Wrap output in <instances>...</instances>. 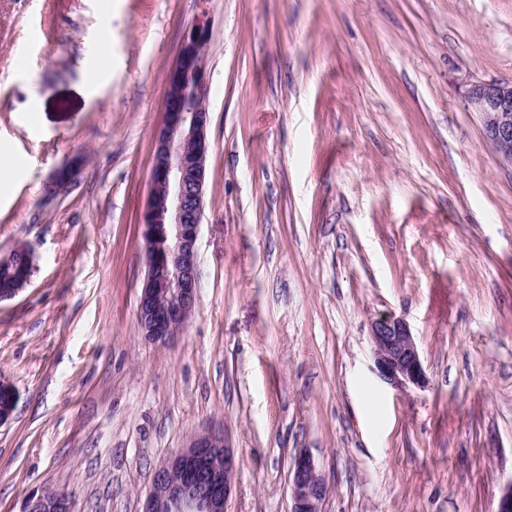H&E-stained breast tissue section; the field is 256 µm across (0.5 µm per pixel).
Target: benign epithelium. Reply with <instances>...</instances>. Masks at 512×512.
Returning <instances> with one entry per match:
<instances>
[{
	"mask_svg": "<svg viewBox=\"0 0 512 512\" xmlns=\"http://www.w3.org/2000/svg\"><path fill=\"white\" fill-rule=\"evenodd\" d=\"M208 40V23L197 22L167 72L162 127L152 151L151 191L139 220L146 274L137 317L143 336L159 345L177 337L198 298L196 247L209 153ZM465 101L480 116L485 140L500 164L512 167V83L472 82ZM370 330L375 369L384 383L396 390L428 386L417 342L404 319L386 314L373 320ZM0 394L3 424L13 416L17 394L3 382ZM237 468L224 435L201 432L155 470L143 512H225ZM290 486L291 512H320L328 485L304 450L293 460ZM24 512H71V506L64 497L33 495Z\"/></svg>",
	"mask_w": 512,
	"mask_h": 512,
	"instance_id": "obj_1",
	"label": "benign epithelium"
}]
</instances>
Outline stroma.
<instances>
[{
    "mask_svg": "<svg viewBox=\"0 0 512 512\" xmlns=\"http://www.w3.org/2000/svg\"><path fill=\"white\" fill-rule=\"evenodd\" d=\"M205 48L200 289L177 343L137 322L166 73ZM112 33L103 40L102 29ZM512 82V0H0V512L46 492L143 512L196 432L238 459L226 512H496L512 482V169L465 102ZM36 111H29V103ZM384 313L429 385L374 371ZM374 400H367V393ZM27 258V251L23 248L15 249L11 253V258L8 263L2 265L0 263V290H8L10 288H14L12 292L9 294H0V301L6 300L14 297L29 281L30 279V271L31 267L33 269L34 259L33 256L29 253L28 255V269L21 273V281L23 282L20 288H15L16 283L11 275V271H13L16 267H21L25 264ZM291 512H320L328 493L325 476L305 450L295 456L290 469Z\"/></svg>",
    "mask_w": 512,
    "mask_h": 512,
    "instance_id": "obj_1",
    "label": "stroma"
}]
</instances>
